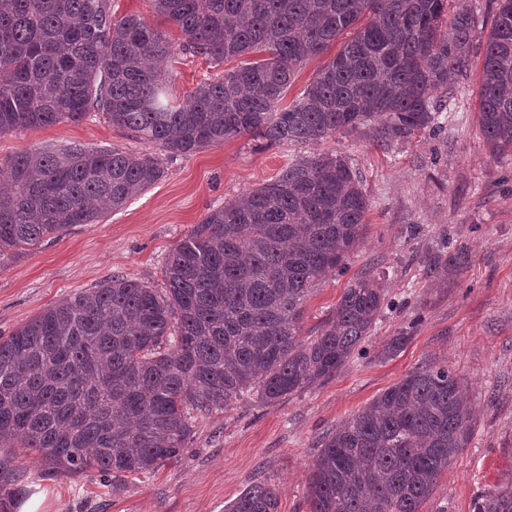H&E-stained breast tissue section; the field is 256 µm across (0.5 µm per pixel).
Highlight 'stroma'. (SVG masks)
Segmentation results:
<instances>
[{"mask_svg":"<svg viewBox=\"0 0 512 512\" xmlns=\"http://www.w3.org/2000/svg\"><path fill=\"white\" fill-rule=\"evenodd\" d=\"M467 4L476 21L469 68L450 77L433 129L388 147L356 134L270 146L245 135L167 158L164 176L122 208L46 237L0 271L4 337L112 276L163 288L168 252L209 211L273 182L297 157L330 152L360 177L367 228L345 269L329 272L307 296L304 336L316 335L353 276H374L386 291L370 335L335 376L271 403L252 391L224 412L197 417L182 455L125 477L119 492L97 475L47 478L18 450L25 485L45 491L47 512H225L258 482L277 489L279 512H309L308 476L323 439L428 363L460 377L472 421L466 447L442 469L421 512H471L481 492L512 484V152L491 157L477 126L495 6ZM241 64L176 54L172 92L186 99L200 81ZM71 144L146 149L97 115L1 136L0 167L32 147ZM460 246L469 261L457 266L447 254Z\"/></svg>","mask_w":512,"mask_h":512,"instance_id":"obj_1","label":"stroma"}]
</instances>
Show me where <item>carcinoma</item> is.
Masks as SVG:
<instances>
[{"instance_id":"1","label":"carcinoma","mask_w":512,"mask_h":512,"mask_svg":"<svg viewBox=\"0 0 512 512\" xmlns=\"http://www.w3.org/2000/svg\"><path fill=\"white\" fill-rule=\"evenodd\" d=\"M485 44L478 126L496 157L512 150V0H496ZM183 35L175 45L112 0H0V136L103 115L169 158L237 136L320 142L367 127L380 146L429 128L448 76L470 60L465 0H151ZM356 29L288 107L305 61ZM215 62L265 52L172 98L177 51ZM0 270L21 249L74 224H95L164 173L152 153L83 145L36 148L6 164ZM368 209L338 154L301 157L267 185L210 211L167 255L164 291L112 276L0 338V512H14L24 471L123 478L187 447L192 420L253 389L266 402L336 374L365 340L385 289L353 277L316 335L303 303L326 271L345 267ZM459 378L426 364L324 438L308 481L310 512H420L465 447L471 410ZM257 483L227 512H277ZM472 512H512V485L478 495Z\"/></svg>"}]
</instances>
